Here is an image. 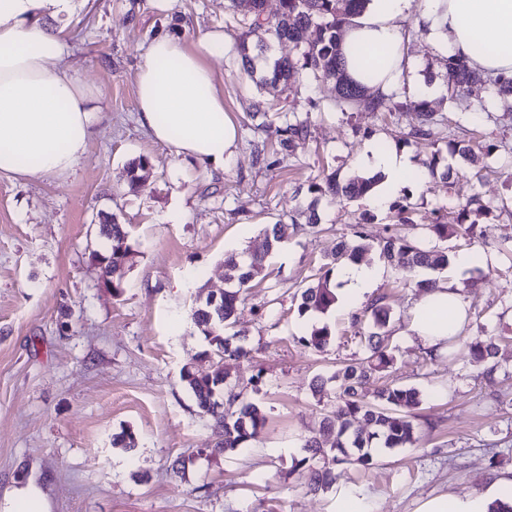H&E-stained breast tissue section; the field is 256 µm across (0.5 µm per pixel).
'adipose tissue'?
<instances>
[{"instance_id":"adipose-tissue-1","label":"adipose tissue","mask_w":512,"mask_h":512,"mask_svg":"<svg viewBox=\"0 0 512 512\" xmlns=\"http://www.w3.org/2000/svg\"><path fill=\"white\" fill-rule=\"evenodd\" d=\"M74 8L75 0H0V177L36 172L67 178L96 134L102 113L97 89L60 65L69 53L60 21ZM409 23L427 30L439 52L489 78L512 77V0H368L343 31L345 48L366 50L364 68L348 65L350 78L370 91L389 90V80L369 79L365 70L382 55L390 69L402 68ZM479 40L494 44V51L475 52ZM225 49L220 29L193 41L161 34L148 43L136 73L141 128L175 156L219 171L238 155L237 125L224 109V89L211 65ZM368 163L384 176L369 204L390 206L410 160L375 151ZM411 315L413 336L442 352L464 325L466 302L450 281L414 299ZM496 501L512 506V479H495L482 493L432 497L420 512H489Z\"/></svg>"}]
</instances>
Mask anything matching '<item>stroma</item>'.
Instances as JSON below:
<instances>
[{
  "label": "stroma",
  "instance_id": "obj_1",
  "mask_svg": "<svg viewBox=\"0 0 512 512\" xmlns=\"http://www.w3.org/2000/svg\"><path fill=\"white\" fill-rule=\"evenodd\" d=\"M229 7L230 0H173L168 11L155 0H76L66 21L64 63L99 87L104 118L66 180L0 178V512L14 489L29 483L49 512H335L337 496L348 492L367 495L373 512H418L430 497L479 493L493 477L512 478V377L480 376L461 359L420 369L409 314L418 291L405 287L375 248L392 212L361 198L319 202L325 232L288 236L267 255L235 326L253 358L229 365L243 382L261 375L246 399L266 424L243 448L212 454L218 438L180 372L207 348L190 311L201 296L224 290L225 254L262 251L263 225L307 206L308 185L322 168L363 173V155L382 140L417 170L434 151L424 140L394 142L395 132L415 124V113L347 117L336 107L333 82L319 79L302 91L316 103L309 148L280 161L271 152L256 160L257 146L271 149L277 133L254 129L246 114L280 92L243 72L232 50L241 29ZM215 28L229 50L213 67L241 131L237 159L221 173L174 157L136 121L135 72L147 42L176 29L193 40ZM403 72L409 92L445 113L449 132L467 130L495 147L462 190L491 204V214L477 219L488 237L450 238L448 250L466 257L467 268L452 264L419 276L463 285L468 307L480 313L468 335L503 332L496 360L512 370V119L485 86L466 91L467 108L448 109L444 65L424 30L407 28ZM139 159L143 185L132 192L126 172ZM458 194L445 180L426 178L412 189L416 221L425 223L439 207L455 212ZM361 212L370 215L371 243L361 259L382 264L375 291L391 309L395 364L386 378L423 390L419 412L433 429L416 447L388 451L370 469L343 467L330 489L310 493L291 468L330 408L312 383L359 348L348 340L349 303L342 299L326 316L335 342L322 353L302 349L296 338L316 318L299 316L293 295ZM112 213L138 251L117 296L99 287L92 259L108 251L98 225ZM124 430L135 435V450L114 445ZM496 449L503 456L492 471ZM179 457L189 460L182 474L172 469Z\"/></svg>",
  "mask_w": 512,
  "mask_h": 512
}]
</instances>
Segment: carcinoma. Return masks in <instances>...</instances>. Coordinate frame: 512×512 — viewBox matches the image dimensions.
<instances>
[{"label": "carcinoma", "instance_id": "obj_1", "mask_svg": "<svg viewBox=\"0 0 512 512\" xmlns=\"http://www.w3.org/2000/svg\"><path fill=\"white\" fill-rule=\"evenodd\" d=\"M367 0H280V11L273 17L265 12L264 0H251V8L242 14L237 53L242 69L254 74L255 60L270 50L271 42H289L294 45L298 56L274 59L261 84L281 87L283 93L279 117L283 118L278 129L279 146L289 153L305 148L311 137L309 115L298 110L297 105L288 104V99L298 93V85L310 78L335 82L336 105L340 110L364 108L369 112H415L418 124L408 136L430 141L434 145L444 144L450 156L462 164L475 165L479 157L474 149L462 143L444 140L442 120L429 103L418 95L408 96L393 89L388 93L369 95L363 87L351 81L345 71V54L342 50L341 35L345 24L357 6ZM445 80L448 103L457 104L462 93L473 85H492L497 102L506 115L512 118V79H498L494 82L472 69L465 61L448 56L445 58ZM442 151L436 149L425 165V170L408 176L413 184L425 176L441 175L448 185L456 187L459 173L452 172L449 165L442 164ZM383 179L382 174L357 176L346 181L338 172L332 171L309 184L308 191L333 202L359 199ZM411 192L404 189L401 200L392 206L393 228L387 237L377 244L380 256L397 266L405 276L410 277L420 268H445L451 257L447 251L428 248L424 238L446 241L462 232L473 214L487 215L490 207L475 194L466 196L459 204L457 223H448L447 214L442 210L430 213L429 223L418 224L414 219L415 210L409 202ZM367 213H361L351 225L352 240L341 243L337 257L356 260L368 248L365 244L364 224ZM306 223L286 225L279 220L268 224L263 230L265 252L249 249L231 252L224 257L225 266L237 272L234 287L224 289L217 306L205 302L192 310L194 326L208 342L209 349L202 353L208 365H185L180 374L184 387L192 394L197 408L214 422L220 437L215 448L217 452H231L243 447L264 427L265 417L259 408L247 401L244 389L231 380V373L224 366L227 360H240L250 355L251 349L229 334L236 322L237 304L253 279L262 271L265 253L280 242L288 229L305 231L317 235L320 216L314 207L305 211ZM101 236L111 240V250L102 256L103 261L112 265L100 267L101 276H112V293L121 291L123 277L134 262L137 250L130 243L125 225L117 216H107L99 224ZM336 261L320 265L312 274V282L303 288L298 297L297 313L303 317L309 312L326 314L336 308ZM390 311L385 296L379 295L362 309L351 312L350 319L354 337L364 347V356L351 360L328 379L318 378L313 388L322 394L327 382L335 383V403L332 415L326 417L321 426L324 435L334 436L330 447L323 446L317 436L306 439V456L294 466L305 478L311 491H318L336 481L337 469L345 464L369 469L379 461L380 449L409 448L415 446L416 415L412 413L421 402V391L412 385L386 384L377 390L373 398H367L364 385L371 377L393 366L394 358L388 346L387 326ZM334 335L329 324L312 326L311 330L297 338L302 348L311 352H322L332 342ZM496 337L476 336L467 345L469 363L484 368L491 374L497 369L492 363L496 354Z\"/></svg>", "mask_w": 512, "mask_h": 512}]
</instances>
